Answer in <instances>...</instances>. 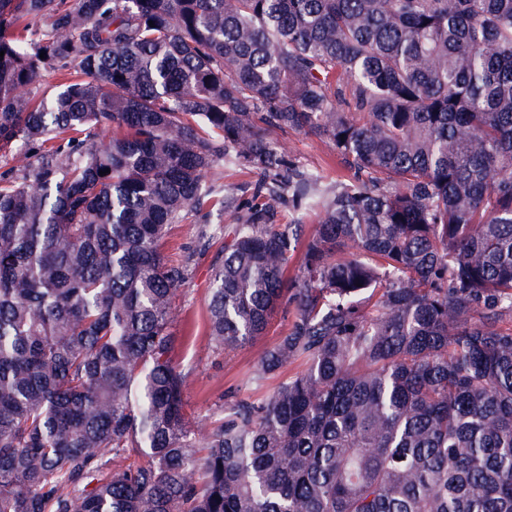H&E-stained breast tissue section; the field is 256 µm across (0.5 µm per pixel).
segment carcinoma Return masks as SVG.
Listing matches in <instances>:
<instances>
[{
  "label": "carcinoma",
  "mask_w": 512,
  "mask_h": 512,
  "mask_svg": "<svg viewBox=\"0 0 512 512\" xmlns=\"http://www.w3.org/2000/svg\"><path fill=\"white\" fill-rule=\"evenodd\" d=\"M1 51L0 512H512V0H0ZM225 162L212 347L285 300L253 380L305 368L202 425L161 245ZM274 137L286 152L292 155L299 166L309 169H324L331 176L336 177V172L339 171L336 155L324 139L312 134L293 131H276ZM267 224H302V239L305 240L313 232V227L317 224V218L313 213L307 211H288L287 206L270 215Z\"/></svg>",
  "instance_id": "cac0c4a2"
}]
</instances>
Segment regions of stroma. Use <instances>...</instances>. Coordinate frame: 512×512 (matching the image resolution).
Returning <instances> with one entry per match:
<instances>
[{
	"label": "stroma",
	"mask_w": 512,
	"mask_h": 512,
	"mask_svg": "<svg viewBox=\"0 0 512 512\" xmlns=\"http://www.w3.org/2000/svg\"><path fill=\"white\" fill-rule=\"evenodd\" d=\"M275 137L299 166L323 169L331 174L338 171L336 157L324 139L293 131H279ZM217 184L235 197V205L220 208L207 202L190 208L180 223L171 226L164 247L169 260L186 261L191 267V278L179 289L174 301V330L181 342L173 358L187 375L186 410L201 423L217 414L225 401L266 398L279 383L303 369L302 362L297 361L263 383L252 380L263 350L287 331L295 316L294 305L288 303L277 309L264 336L235 353L218 354L210 344L208 298L213 266L224 255V227L240 222L244 213L242 204L252 198L258 177L227 164L219 168ZM202 228L207 230V238L199 237Z\"/></svg>",
	"instance_id": "stroma-1"
}]
</instances>
